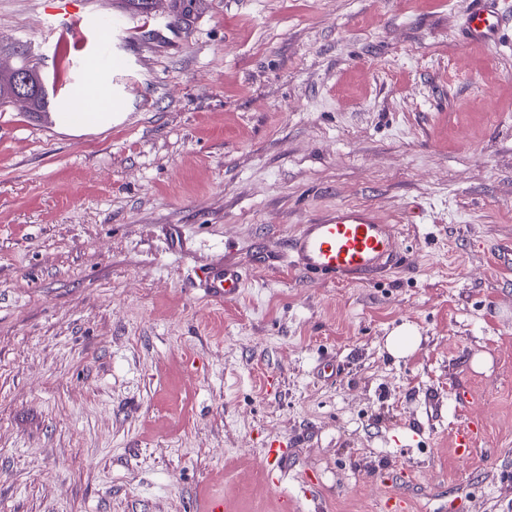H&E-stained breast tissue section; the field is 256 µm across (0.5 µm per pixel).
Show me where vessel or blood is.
<instances>
[{
  "mask_svg": "<svg viewBox=\"0 0 512 512\" xmlns=\"http://www.w3.org/2000/svg\"><path fill=\"white\" fill-rule=\"evenodd\" d=\"M500 0H471L465 24L466 37L473 44H488L499 37L505 14ZM51 10L60 18L57 32L67 36L82 23L78 0H54ZM291 265L312 278L330 281L368 280L384 273L401 260V242L395 225L372 211L341 205L299 225L287 242ZM213 298L237 299L244 279L237 268L223 264L210 267L200 282ZM476 423H468L454 435L456 454L469 455L478 436ZM267 455L273 466L266 473L268 482L280 485L288 475V452L281 443H270Z\"/></svg>",
  "mask_w": 512,
  "mask_h": 512,
  "instance_id": "b4317fda",
  "label": "vessel or blood"
}]
</instances>
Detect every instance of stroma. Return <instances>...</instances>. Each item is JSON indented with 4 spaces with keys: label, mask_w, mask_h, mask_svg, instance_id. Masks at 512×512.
<instances>
[{
    "label": "stroma",
    "mask_w": 512,
    "mask_h": 512,
    "mask_svg": "<svg viewBox=\"0 0 512 512\" xmlns=\"http://www.w3.org/2000/svg\"><path fill=\"white\" fill-rule=\"evenodd\" d=\"M48 2L0 0V60L57 87L0 107V512H512V35L465 43L470 0H85L60 49ZM99 41L112 125L74 135ZM339 205L396 225L398 268H290ZM200 287L213 298L231 301L237 299L242 293L244 279L237 268L223 264L208 269ZM420 337L410 326L398 328L387 338V349L394 357H403L412 352L418 345ZM479 433V427L474 422H469L458 429L454 435L453 448L456 454L468 456L474 447L475 439ZM267 455L275 463L266 473L267 481L275 486H279L281 481L288 477L287 457L288 451L283 448L280 442H271L267 448Z\"/></svg>",
    "instance_id": "1"
}]
</instances>
